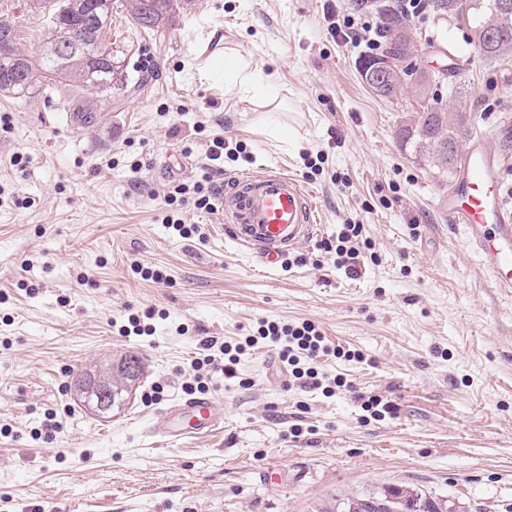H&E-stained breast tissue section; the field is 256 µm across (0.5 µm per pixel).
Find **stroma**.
I'll list each match as a JSON object with an SVG mask.
<instances>
[{"label":"stroma","instance_id":"obj_1","mask_svg":"<svg viewBox=\"0 0 512 512\" xmlns=\"http://www.w3.org/2000/svg\"><path fill=\"white\" fill-rule=\"evenodd\" d=\"M331 5L341 14L350 0H196L157 39L113 15L129 78L144 87L94 127L0 95V512H341L348 497L388 488L433 494L448 512H512V291L449 223L441 200L453 181L397 137L422 100L363 84V56L329 30ZM1 19L40 49L46 21L31 0H0ZM416 26L412 56L425 68L455 49L443 104L463 119L462 143L485 137L505 158L512 206V61L485 60L453 23ZM229 59L273 74V86H240ZM218 136L243 153L213 173L216 193L279 168L322 221L276 271L225 235L222 210L179 207L200 239L162 222L165 188L198 180ZM16 191L34 206L15 205ZM345 224L368 229L356 278L323 249ZM134 260L168 283L143 279ZM148 307L163 313L154 335H119ZM263 320L318 326L337 349L320 366L341 379L335 395L292 385L258 345L236 382L212 378L222 429L152 445L144 428L188 395L200 339L235 344ZM124 354L142 358L143 379L96 415L74 381ZM375 395L393 412L365 411ZM49 410L60 428L33 437Z\"/></svg>","mask_w":512,"mask_h":512}]
</instances>
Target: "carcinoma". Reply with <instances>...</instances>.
<instances>
[{"label":"carcinoma","mask_w":512,"mask_h":512,"mask_svg":"<svg viewBox=\"0 0 512 512\" xmlns=\"http://www.w3.org/2000/svg\"><path fill=\"white\" fill-rule=\"evenodd\" d=\"M103 0H61L49 8L48 29L39 56L25 51L16 28L10 22H0V92L25 103L33 96L43 98L49 106L63 105L79 116L81 124L93 127L104 118L105 101L120 96L129 88L126 57L112 47L109 34L112 23L94 30L84 29V17L91 7ZM501 0H481V8L470 14L468 30L471 43L486 60L496 62L512 58V8L504 11ZM194 5V0H108L107 8L118 14L125 12L136 27L152 33L166 30L176 16ZM434 19L448 22L464 9V0H428ZM493 30L498 39L483 38V32ZM381 31L391 39L387 55L395 58L409 54L411 36L410 16L398 9L381 7ZM75 39L82 40L83 50L61 55L49 52L52 47L66 48ZM415 92L425 101L423 111L405 123L398 135L403 145L426 162L436 174L446 178L456 171L459 156L458 139L448 123V109L431 94V82L424 76L414 80ZM94 375L108 378L112 392L124 398L142 375L133 378L120 367L94 370ZM445 512V502L427 495L410 500L400 492L384 496L364 494L347 503V512Z\"/></svg>","instance_id":"obj_1"}]
</instances>
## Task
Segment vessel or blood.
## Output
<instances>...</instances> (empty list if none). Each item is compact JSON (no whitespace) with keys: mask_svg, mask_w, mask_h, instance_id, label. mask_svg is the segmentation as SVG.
I'll use <instances>...</instances> for the list:
<instances>
[{"mask_svg":"<svg viewBox=\"0 0 512 512\" xmlns=\"http://www.w3.org/2000/svg\"><path fill=\"white\" fill-rule=\"evenodd\" d=\"M503 162L484 138L471 141L458 180L443 201L452 223L463 229L467 247L501 288L512 289V210L503 204ZM224 231L268 270L276 269L290 249L309 239L317 222L301 183L277 170L239 178L222 199ZM221 419L208 394L179 398L161 407L145 430L169 442L214 432Z\"/></svg>","mask_w":512,"mask_h":512,"instance_id":"obj_1","label":"vessel or blood"}]
</instances>
